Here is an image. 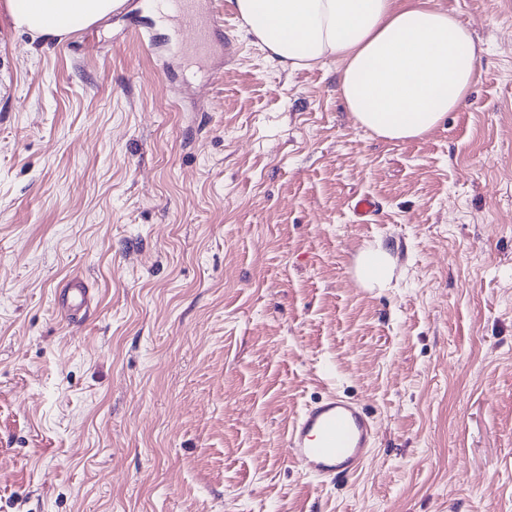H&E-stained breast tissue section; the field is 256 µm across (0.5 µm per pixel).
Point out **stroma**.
<instances>
[{"label":"stroma","mask_w":512,"mask_h":512,"mask_svg":"<svg viewBox=\"0 0 512 512\" xmlns=\"http://www.w3.org/2000/svg\"><path fill=\"white\" fill-rule=\"evenodd\" d=\"M11 2L0 512H512V0H434L485 52L406 142L355 123L339 61L272 63L232 5L196 48L150 0L58 37ZM376 241L396 268L371 290ZM72 275L94 302L69 328ZM332 387L378 432L323 481L283 429ZM394 275V258L381 246L367 247L357 259L356 280L364 288H388Z\"/></svg>","instance_id":"obj_1"}]
</instances>
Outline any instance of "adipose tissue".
<instances>
[{"label": "adipose tissue", "instance_id": "1", "mask_svg": "<svg viewBox=\"0 0 512 512\" xmlns=\"http://www.w3.org/2000/svg\"><path fill=\"white\" fill-rule=\"evenodd\" d=\"M122 0H21L18 26L48 37L70 20L92 24ZM272 61L295 70L339 60L338 86L355 122L377 136L409 141L458 110L475 84L483 49L448 11L415 0H231ZM394 259L368 247L356 279L390 287Z\"/></svg>", "mask_w": 512, "mask_h": 512}]
</instances>
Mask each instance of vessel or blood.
<instances>
[{
  "mask_svg": "<svg viewBox=\"0 0 512 512\" xmlns=\"http://www.w3.org/2000/svg\"><path fill=\"white\" fill-rule=\"evenodd\" d=\"M176 12L194 42H204L195 0H174ZM89 290L78 279L67 282L56 297L61 318L77 321L88 304ZM370 412L352 398L333 392L306 403L283 431L289 458L313 476L335 480L360 470L376 438Z\"/></svg>",
  "mask_w": 512,
  "mask_h": 512,
  "instance_id": "obj_1",
  "label": "vessel or blood"
}]
</instances>
